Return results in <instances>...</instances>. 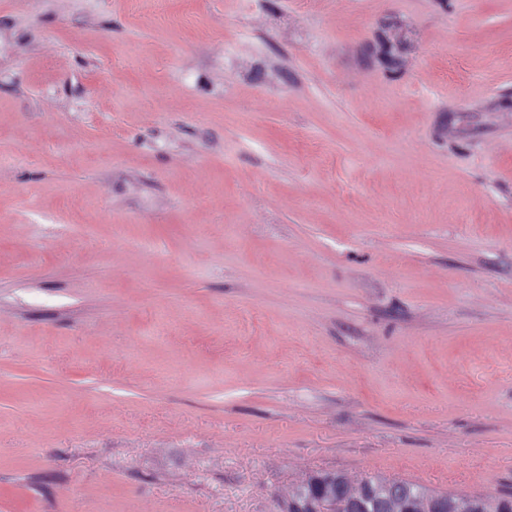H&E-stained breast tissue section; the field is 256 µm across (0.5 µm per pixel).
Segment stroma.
Returning <instances> with one entry per match:
<instances>
[{"label": "stroma", "mask_w": 512, "mask_h": 512, "mask_svg": "<svg viewBox=\"0 0 512 512\" xmlns=\"http://www.w3.org/2000/svg\"><path fill=\"white\" fill-rule=\"evenodd\" d=\"M512 492V0H0V512ZM385 477L376 475L369 478L371 485L374 488L373 496L362 501L360 508L361 512H385L387 508L388 499L393 493L391 489H387L383 485Z\"/></svg>", "instance_id": "stroma-1"}]
</instances>
